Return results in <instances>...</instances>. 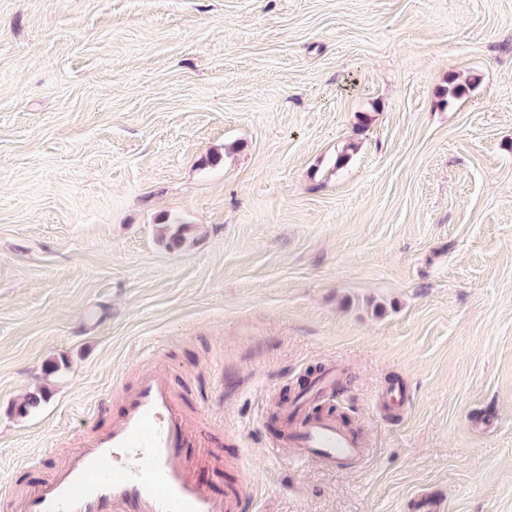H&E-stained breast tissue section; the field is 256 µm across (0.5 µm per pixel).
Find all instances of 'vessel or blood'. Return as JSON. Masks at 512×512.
Returning <instances> with one entry per match:
<instances>
[{
	"mask_svg": "<svg viewBox=\"0 0 512 512\" xmlns=\"http://www.w3.org/2000/svg\"><path fill=\"white\" fill-rule=\"evenodd\" d=\"M286 444L297 460L347 467L365 455L363 441L333 418L298 409ZM223 471L224 458L186 419L171 371L140 374L122 414L105 430L80 434L62 466L16 496H0V512H241L234 489L205 488L199 466Z\"/></svg>",
	"mask_w": 512,
	"mask_h": 512,
	"instance_id": "1",
	"label": "vessel or blood"
}]
</instances>
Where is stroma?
Here are the masks:
<instances>
[{
    "instance_id": "obj_1",
    "label": "stroma",
    "mask_w": 512,
    "mask_h": 512,
    "mask_svg": "<svg viewBox=\"0 0 512 512\" xmlns=\"http://www.w3.org/2000/svg\"><path fill=\"white\" fill-rule=\"evenodd\" d=\"M150 367L245 512H512V0H0V489ZM289 422V424H288ZM285 443L296 448V461L317 459L336 467H348L365 455V445L355 434L325 414L310 413L302 405L286 417Z\"/></svg>"
}]
</instances>
